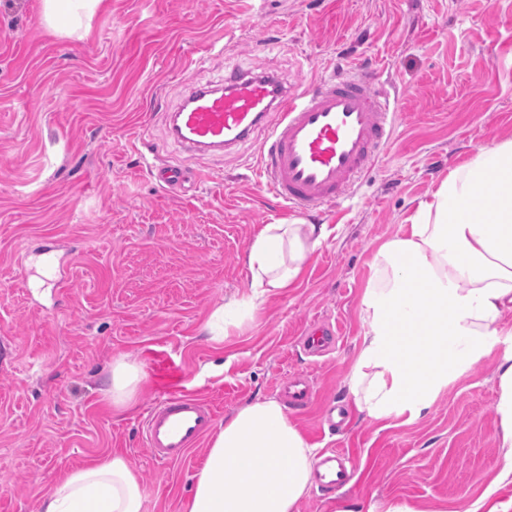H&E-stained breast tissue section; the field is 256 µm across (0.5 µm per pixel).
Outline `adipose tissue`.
<instances>
[{
	"instance_id": "1",
	"label": "adipose tissue",
	"mask_w": 512,
	"mask_h": 512,
	"mask_svg": "<svg viewBox=\"0 0 512 512\" xmlns=\"http://www.w3.org/2000/svg\"><path fill=\"white\" fill-rule=\"evenodd\" d=\"M104 0H41L45 27L88 30ZM494 182H487L488 174ZM327 225L268 224L247 255L249 291L220 305L205 328L220 341L273 295L291 287ZM368 330L348 379L359 411L420 418L448 383L488 351L512 316V139L480 147L449 171L378 249L363 298ZM497 413L502 476L512 475V354L500 360ZM139 365L112 363L113 406H130ZM314 449L273 398L249 403L212 433L183 512H295L312 485ZM37 512H142L137 472L112 453L74 468L42 495Z\"/></svg>"
}]
</instances>
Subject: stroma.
<instances>
[{
  "mask_svg": "<svg viewBox=\"0 0 512 512\" xmlns=\"http://www.w3.org/2000/svg\"><path fill=\"white\" fill-rule=\"evenodd\" d=\"M228 66L292 86L339 66L374 70L398 118L340 209L313 216L334 232L297 283L216 343L204 325L247 293L254 238L292 218L255 177L266 130L204 159L167 137L166 112ZM509 137L512 0H105L72 37L44 28L40 0H0V512H35L65 471L110 452L135 465L143 512H181L206 447L158 467L143 441L148 408L186 392L221 422L298 373L315 398L289 418L316 450L351 452L356 474L331 497L309 490L296 512H512L496 412L512 336L492 338L417 420L356 411L346 384L377 247L451 168ZM173 162L186 192L156 178ZM44 237L80 254L59 298L24 284L26 252ZM314 321L340 332L323 357L295 343ZM121 356L143 370L128 410L107 394ZM328 404L351 411L333 433L320 429Z\"/></svg>",
  "mask_w": 512,
  "mask_h": 512,
  "instance_id": "35a3bbf8",
  "label": "stroma"
}]
</instances>
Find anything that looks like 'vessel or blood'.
Instances as JSON below:
<instances>
[{
	"instance_id": "b4317fda",
	"label": "vessel or blood",
	"mask_w": 512,
	"mask_h": 512,
	"mask_svg": "<svg viewBox=\"0 0 512 512\" xmlns=\"http://www.w3.org/2000/svg\"><path fill=\"white\" fill-rule=\"evenodd\" d=\"M370 71H340L303 88L289 86L275 73L225 71L215 84H197L167 114L168 133L185 151L205 157L250 140L257 129L269 135L259 156L258 174L268 191L289 208L321 214L356 186L390 143L397 112L377 92ZM49 265L67 268L77 253L57 256L45 243L33 251ZM334 331L316 327L300 338L311 354L333 350ZM282 398L301 410L312 401L307 378L286 382ZM215 408L188 393H174L150 407L144 441L152 460L182 461L211 429ZM315 481L321 493L342 490L354 477L349 456L340 449L322 456Z\"/></svg>"
}]
</instances>
